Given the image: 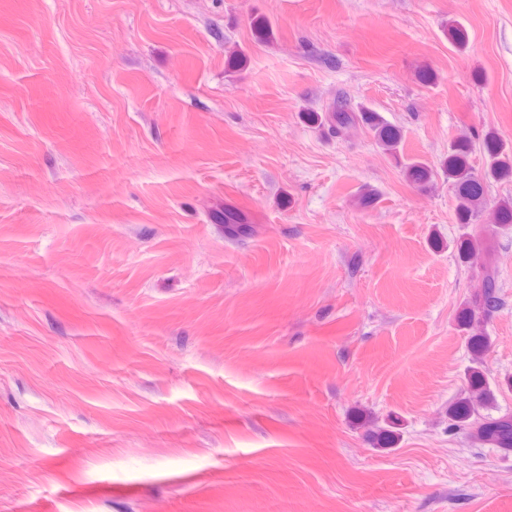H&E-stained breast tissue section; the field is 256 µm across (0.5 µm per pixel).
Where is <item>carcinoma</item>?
<instances>
[{
    "label": "carcinoma",
    "mask_w": 512,
    "mask_h": 512,
    "mask_svg": "<svg viewBox=\"0 0 512 512\" xmlns=\"http://www.w3.org/2000/svg\"><path fill=\"white\" fill-rule=\"evenodd\" d=\"M307 119L311 123L325 121L338 133L346 132L361 122L374 133L378 143L394 156L398 155L404 138L400 128L389 124L372 110L355 114L348 109H334L324 116L312 113ZM472 150V141L466 136L457 137L448 148L446 171L454 188L456 214L461 224L472 223L481 212L488 182L512 177V147L503 143L495 133L485 135L483 150L487 155V166L480 175L472 170L469 163ZM404 174L410 183L421 187L428 186L433 180L431 168L420 160L405 164ZM247 229L248 224L242 214L233 210L224 211L226 233L235 236ZM502 306L497 268L488 261L482 268L471 300L459 317L458 326L460 330L469 333L472 353V366L468 371L470 391L448 405V421L452 429L468 430L476 443L490 445L508 453L512 452V415L494 417L482 414V410L494 403L497 387L491 386L481 369L482 357L491 346V341L476 329L475 321V311L484 312Z\"/></svg>",
    "instance_id": "1"
}]
</instances>
